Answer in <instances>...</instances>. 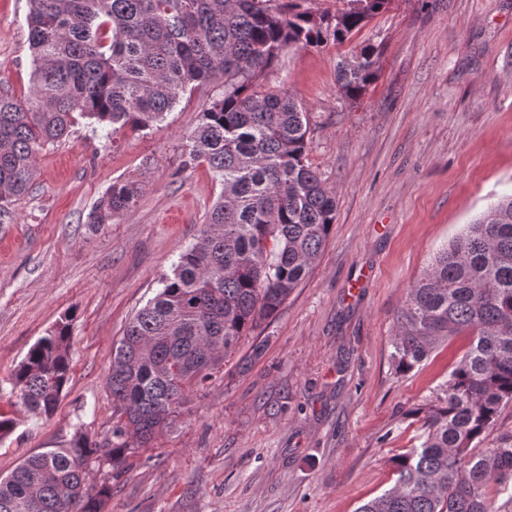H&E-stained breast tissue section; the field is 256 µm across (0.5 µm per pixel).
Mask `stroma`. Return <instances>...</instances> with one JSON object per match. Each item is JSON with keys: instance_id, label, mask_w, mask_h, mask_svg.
Segmentation results:
<instances>
[{"instance_id": "obj_1", "label": "stroma", "mask_w": 512, "mask_h": 512, "mask_svg": "<svg viewBox=\"0 0 512 512\" xmlns=\"http://www.w3.org/2000/svg\"><path fill=\"white\" fill-rule=\"evenodd\" d=\"M27 0H0V92L31 96ZM378 46L375 80L342 92L338 64ZM258 85L303 104L307 161L337 192L312 271L254 337L190 390L173 427L127 462L106 512H355L419 443L413 409L436 399L468 339L410 372L392 336L407 288L466 224L512 192V0H392L340 45L289 48ZM214 80L147 131L86 123L40 150L30 192L0 215V477L76 431L112 425V352L206 224L221 186L187 165L186 136ZM144 191L115 223L87 217L113 182ZM71 380L55 413L27 409L11 375L61 319Z\"/></svg>"}]
</instances>
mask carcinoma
<instances>
[{
	"label": "carcinoma",
	"instance_id": "obj_1",
	"mask_svg": "<svg viewBox=\"0 0 512 512\" xmlns=\"http://www.w3.org/2000/svg\"><path fill=\"white\" fill-rule=\"evenodd\" d=\"M314 15L298 0H28L32 97L0 94V211L25 195L36 154L81 119L110 132L149 129L195 88L224 90L186 137L222 190L194 243L126 325L107 385L112 427L33 455L0 477V512H102L127 459L180 415L311 272L336 219V190L308 164L307 120L290 93L255 85L290 47L343 43L391 0H341ZM378 67L369 43L338 66L348 97ZM112 183L90 216L110 224L136 202ZM393 336L396 370L449 339L469 343L443 395L416 410L419 445L393 460L395 482L356 512H512V436L479 448L512 403V196L477 216L406 291ZM71 380L70 324L61 321L11 375L24 405L53 415Z\"/></svg>",
	"mask_w": 512,
	"mask_h": 512
}]
</instances>
